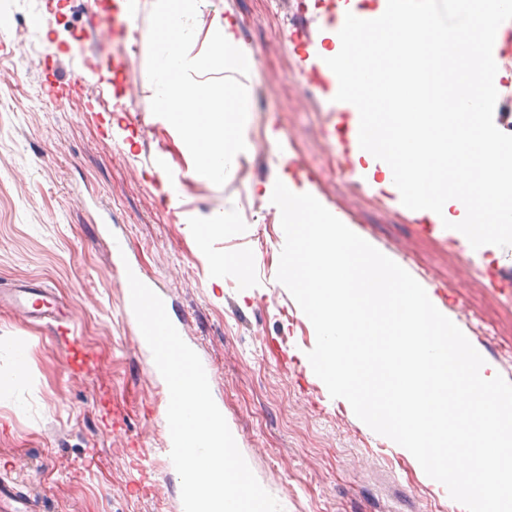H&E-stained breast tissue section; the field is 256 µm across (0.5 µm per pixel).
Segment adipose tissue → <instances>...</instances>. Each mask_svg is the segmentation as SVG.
<instances>
[{
  "label": "adipose tissue",
  "instance_id": "adipose-tissue-1",
  "mask_svg": "<svg viewBox=\"0 0 512 512\" xmlns=\"http://www.w3.org/2000/svg\"><path fill=\"white\" fill-rule=\"evenodd\" d=\"M502 4L459 0L450 24L422 0H340L325 43L309 50L334 90L353 104L351 129L366 131L352 154L357 176L402 197L423 223L446 221L449 234L474 254L512 238V150L488 134L472 111L500 77L494 59L475 60L473 46L504 41L507 30L496 21ZM371 17L378 21L375 32L362 34ZM426 36L446 46L440 74L452 76L450 91L441 92L433 110L414 90H407L404 109H374L364 67L377 53L395 55L401 67L393 75L405 87L406 74L424 69L413 42Z\"/></svg>",
  "mask_w": 512,
  "mask_h": 512
}]
</instances>
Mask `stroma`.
I'll use <instances>...</instances> for the list:
<instances>
[{"label":"stroma","instance_id":"1","mask_svg":"<svg viewBox=\"0 0 512 512\" xmlns=\"http://www.w3.org/2000/svg\"><path fill=\"white\" fill-rule=\"evenodd\" d=\"M0 0V290L43 285L77 347L93 362L74 370L69 350L43 321L0 302V336L19 337L28 381L0 397V477L31 495L36 512H182L179 483L162 449L166 384L124 313L125 277L156 286L171 321L213 375L211 392L260 484L283 512H460L385 436L337 404L305 366L312 326L277 278L279 224H257L253 203L273 210L259 186L282 169L306 180L322 204L375 248L434 288L501 375L512 382V261L467 253L453 236L420 229L370 182L345 189L348 110L328 119V89L301 74L302 30L324 28L327 0H200L191 55L230 18L256 69L244 77L251 110L245 173L216 186L196 173L145 83L149 15L137 0L125 35L99 42L115 0ZM47 14L48 31L31 28ZM277 73L270 87L261 73ZM137 82L139 99L103 110L86 86L114 95ZM307 91L301 110L290 102ZM121 152L125 164L113 163ZM177 180L175 194L163 190ZM226 214L235 230L210 253L243 256L213 281L198 225ZM125 242L123 254L113 239Z\"/></svg>","mask_w":512,"mask_h":512}]
</instances>
